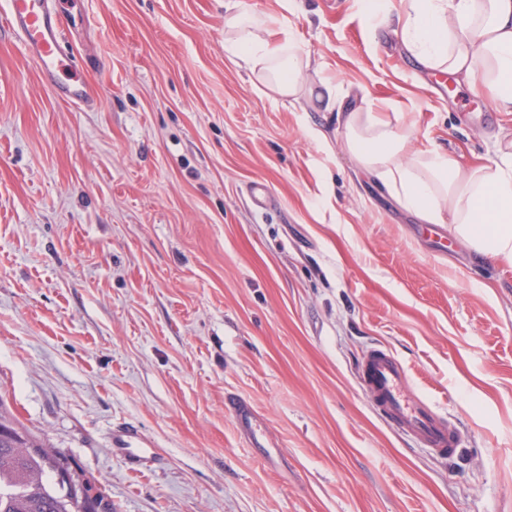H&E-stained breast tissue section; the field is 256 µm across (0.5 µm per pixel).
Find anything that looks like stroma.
Here are the masks:
<instances>
[{"label":"stroma","mask_w":512,"mask_h":512,"mask_svg":"<svg viewBox=\"0 0 512 512\" xmlns=\"http://www.w3.org/2000/svg\"><path fill=\"white\" fill-rule=\"evenodd\" d=\"M227 2L65 0L84 109L0 25V398L112 512H512V266L400 209L338 122L366 107L468 166L512 112L417 66L359 0H236L320 68L308 101L273 100L224 51ZM373 346L457 429L452 461L375 413ZM118 423L155 445L139 469ZM224 406L231 415L240 434L250 446L259 444L262 438V423L253 406L238 395L230 394L224 399ZM110 444L116 454L123 456L134 467L144 457L146 448H155L137 426L130 424L112 427Z\"/></svg>","instance_id":"35a3bbf8"}]
</instances>
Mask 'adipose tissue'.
<instances>
[{
    "label": "adipose tissue",
    "mask_w": 512,
    "mask_h": 512,
    "mask_svg": "<svg viewBox=\"0 0 512 512\" xmlns=\"http://www.w3.org/2000/svg\"><path fill=\"white\" fill-rule=\"evenodd\" d=\"M406 8L395 34L422 66L480 81L499 111L512 112V0H406ZM224 50L278 97L299 100L310 81V55L294 34L270 45L263 21L246 12L225 15ZM339 122L349 155L404 210L447 226L478 260L512 265V141L499 142L494 160L464 167L443 150L413 149L409 132L374 113L343 112Z\"/></svg>",
    "instance_id": "obj_1"
}]
</instances>
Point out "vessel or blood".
<instances>
[{"label":"vessel or blood","instance_id":"1","mask_svg":"<svg viewBox=\"0 0 512 512\" xmlns=\"http://www.w3.org/2000/svg\"><path fill=\"white\" fill-rule=\"evenodd\" d=\"M8 3L4 21L20 35L27 53L39 62L46 85L67 103L91 107L96 100L95 93L62 50L66 33L53 0H8ZM408 376L407 367L389 350L374 348L364 357L361 381L375 410L436 457H455L458 433L412 390ZM224 406L246 443L257 445L263 428L253 406L235 394L225 397ZM110 444L116 454L134 465L151 442L137 426L123 424L113 427Z\"/></svg>","mask_w":512,"mask_h":512}]
</instances>
